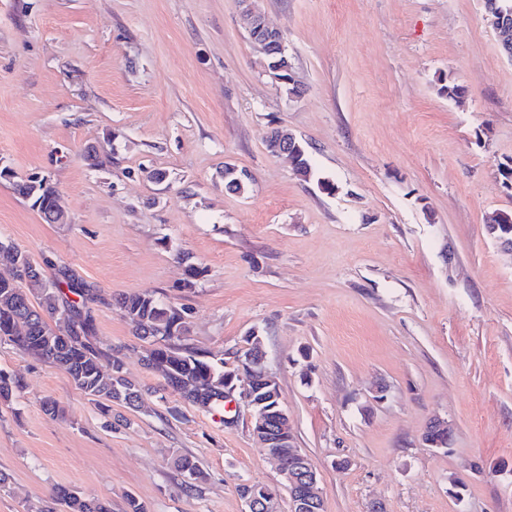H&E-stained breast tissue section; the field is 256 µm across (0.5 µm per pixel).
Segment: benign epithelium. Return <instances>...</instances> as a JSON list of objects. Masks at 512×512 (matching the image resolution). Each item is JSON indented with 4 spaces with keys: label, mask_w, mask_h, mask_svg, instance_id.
Masks as SVG:
<instances>
[{
    "label": "benign epithelium",
    "mask_w": 512,
    "mask_h": 512,
    "mask_svg": "<svg viewBox=\"0 0 512 512\" xmlns=\"http://www.w3.org/2000/svg\"><path fill=\"white\" fill-rule=\"evenodd\" d=\"M259 0H238L239 15L242 25L247 30L250 39L260 47L262 54L271 56V48L280 45V56L287 54V49L281 32L271 27L258 7ZM511 12L501 11L491 18V24L496 36L505 40L512 36L508 27ZM300 149L296 137L281 131L274 155H286L290 159L297 157ZM254 349V356L249 358L251 371L262 375L264 389L256 387L253 378H248V384L243 391H237L239 377L232 374L224 377V396L230 397L236 403H244L249 411L250 428L253 437L264 448L269 456L278 462L280 485L288 490L291 512H319L323 500L322 489L319 486L316 470L310 459L297 448L292 437L288 436L291 422L287 411L279 403L280 384L275 373L266 365V355L263 350L262 338L256 329L248 332ZM290 449L294 457L292 465L280 462L281 449ZM276 502V494L263 492V496L252 494L245 499L247 512H266Z\"/></svg>",
    "instance_id": "benign-epithelium-1"
}]
</instances>
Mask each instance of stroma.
Instances as JSON below:
<instances>
[{"label": "stroma", "instance_id": "obj_1", "mask_svg": "<svg viewBox=\"0 0 512 512\" xmlns=\"http://www.w3.org/2000/svg\"><path fill=\"white\" fill-rule=\"evenodd\" d=\"M259 7L301 98L264 74L237 0H0V164L49 176L69 217L46 223L0 180V237L45 275L64 263L97 286L98 341L150 391L140 411L113 405L129 422L110 428L64 371L1 343L22 388L0 407V512H45L58 486L112 512L130 496L245 512L239 485L279 483L247 410L230 427L152 396L148 345L112 305L145 290L186 309L191 346L259 331L323 512H512V252L487 230L512 210V59L484 0ZM277 126L313 179L269 153ZM93 150L111 163L90 167ZM228 162L252 174L246 193L225 190ZM190 264L205 270L191 289ZM436 417L453 428L444 448L424 440ZM176 454L206 481L183 490Z\"/></svg>", "mask_w": 512, "mask_h": 512}]
</instances>
